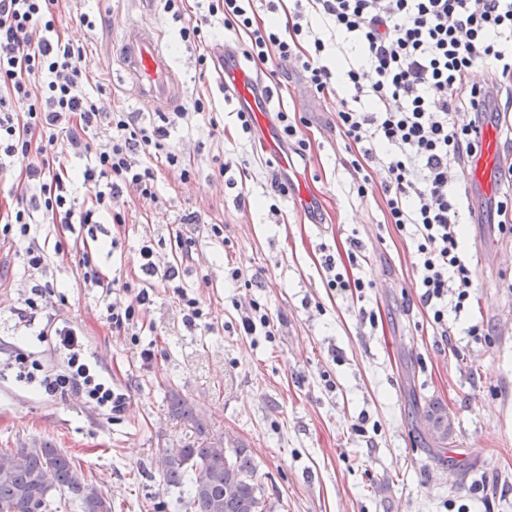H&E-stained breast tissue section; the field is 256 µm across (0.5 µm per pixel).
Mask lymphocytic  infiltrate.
<instances>
[{"instance_id": "f902f5d3", "label": "lymphocytic infiltrate", "mask_w": 512, "mask_h": 512, "mask_svg": "<svg viewBox=\"0 0 512 512\" xmlns=\"http://www.w3.org/2000/svg\"><path fill=\"white\" fill-rule=\"evenodd\" d=\"M294 22L282 28L259 23V8L275 12L274 0H207L203 21L223 16L224 26L244 32L246 57L294 62L316 94L337 85L347 92L336 123L359 156L353 169L370 182V167L385 176L381 191L388 223L417 242L420 300L434 323L446 327L449 307L463 309L474 298V272L461 246L459 200L451 187L465 165L477 158L481 127L489 116L505 117L498 102L502 83L512 81V0H294ZM330 21L338 38L356 52L355 64L330 70L323 62L325 43L304 27L309 10ZM60 0H0V161L7 162L30 208L0 222V238L25 242L30 269L45 270L48 258L32 239L35 212L59 224L73 219L91 224L103 213L114 223L112 205L124 190L156 201L155 175L145 160L165 151L163 127L139 122L129 112H104L84 91V46L61 36L56 26ZM310 48L300 51V39ZM484 82L470 80L473 70ZM16 99L29 100L27 112H14ZM468 102L467 122L453 110ZM94 155V163L72 173L64 154ZM166 153L169 165L179 157ZM85 186L90 206L74 216L68 187ZM123 293L107 303L102 319L113 328L135 326L151 302L148 289ZM132 300H125L127 292ZM52 334L67 357L64 372L43 375L45 392L82 394L120 409L111 388L98 382L82 360L77 328L63 323Z\"/></svg>"}]
</instances>
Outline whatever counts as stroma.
<instances>
[{
    "label": "stroma",
    "instance_id": "stroma-1",
    "mask_svg": "<svg viewBox=\"0 0 512 512\" xmlns=\"http://www.w3.org/2000/svg\"><path fill=\"white\" fill-rule=\"evenodd\" d=\"M193 5L185 0L178 17L162 0L60 4L65 37L87 50L86 93L106 111L165 126L167 150L189 178L160 153L148 160L157 202L125 192L123 223L103 214L66 228L37 216L31 234L50 260L47 275L27 268L23 243L0 245V448L62 449L112 512H189L190 484L167 491L159 476V449L185 432L168 415L173 389L225 440L245 445L271 512H512V236L483 222L490 196L512 188L457 187L477 290L440 330L414 286V240L387 224L381 191L357 192L336 127L339 94H310L302 73L282 65L264 123L242 133L243 106L220 69L199 67L181 39L196 19ZM83 12L93 27L78 22ZM132 24L162 35L183 107L202 95L212 112L164 120L143 108L127 76L106 68ZM280 112L305 118L306 148L270 142ZM192 212L198 223H186ZM213 224L223 225L222 236L211 235ZM93 236L106 242L93 256L100 288L84 287L77 274L79 247ZM187 237L195 241L188 259L177 244ZM146 243L159 269L176 267L179 276L172 287L156 281L134 338L99 312L114 288L139 277ZM329 255L368 288H330ZM233 267L245 282H231ZM42 284L47 302L29 310L25 300ZM181 288L203 303L196 325L184 321ZM253 300L268 309L275 338L242 334L240 310ZM64 320L83 331V361L123 397L121 411L21 381L20 350L45 372L65 369L48 335ZM477 323L483 335H469ZM434 404L451 422L444 444L427 428Z\"/></svg>",
    "mask_w": 512,
    "mask_h": 512
}]
</instances>
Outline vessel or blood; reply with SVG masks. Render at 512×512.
Listing matches in <instances>:
<instances>
[{
  "mask_svg": "<svg viewBox=\"0 0 512 512\" xmlns=\"http://www.w3.org/2000/svg\"><path fill=\"white\" fill-rule=\"evenodd\" d=\"M120 67L134 81L143 105L157 112H173L181 102L182 87L171 71L168 52L158 34L136 25L128 26L122 37ZM224 76L233 82L237 101H247L255 114H264L268 96L255 92L254 76L236 70L225 71ZM483 149L478 167L466 173L469 181H482L493 168L501 166L503 157L498 139L493 131L482 133Z\"/></svg>",
  "mask_w": 512,
  "mask_h": 512,
  "instance_id": "1",
  "label": "vessel or blood"
}]
</instances>
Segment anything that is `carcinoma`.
Listing matches in <instances>:
<instances>
[{
  "mask_svg": "<svg viewBox=\"0 0 512 512\" xmlns=\"http://www.w3.org/2000/svg\"><path fill=\"white\" fill-rule=\"evenodd\" d=\"M170 414L184 421L189 432L180 443L160 450L163 485L182 486L194 476L191 512H266L264 487L246 448L224 450V434L210 432L205 421L177 393L169 394ZM431 436L440 443L451 431L448 414L427 411ZM57 491L59 499L50 497ZM75 504L82 512H112L110 499L89 482L75 461L59 448L0 450V512H53Z\"/></svg>",
  "mask_w": 512,
  "mask_h": 512,
  "instance_id": "obj_1",
  "label": "carcinoma"
}]
</instances>
